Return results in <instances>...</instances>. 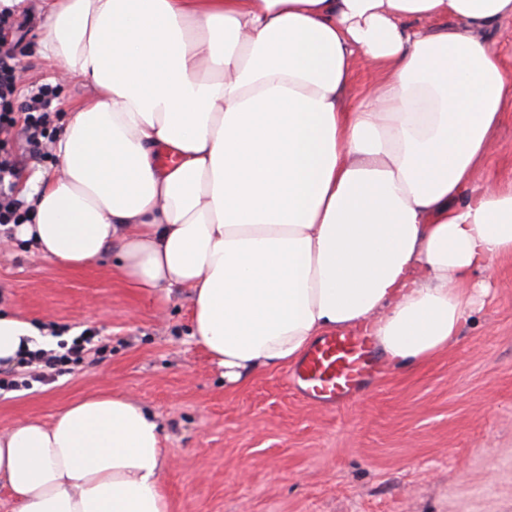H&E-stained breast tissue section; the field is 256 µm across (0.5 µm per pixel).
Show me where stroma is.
<instances>
[{
	"mask_svg": "<svg viewBox=\"0 0 512 512\" xmlns=\"http://www.w3.org/2000/svg\"><path fill=\"white\" fill-rule=\"evenodd\" d=\"M19 96L54 86V111L87 95L40 53L38 10L13 16ZM479 178L512 182V109ZM106 254L79 269L0 248V309L98 352L49 386L0 394V431L51 421L69 401L121 392L166 438L171 512H512V260L495 263L457 340L425 363L381 366L339 407L302 399L286 367L231 383L191 336L186 292L126 287Z\"/></svg>",
	"mask_w": 512,
	"mask_h": 512,
	"instance_id": "stroma-1",
	"label": "stroma"
}]
</instances>
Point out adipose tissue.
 Here are the masks:
<instances>
[{
    "label": "adipose tissue",
    "mask_w": 512,
    "mask_h": 512,
    "mask_svg": "<svg viewBox=\"0 0 512 512\" xmlns=\"http://www.w3.org/2000/svg\"><path fill=\"white\" fill-rule=\"evenodd\" d=\"M41 52L93 95L26 182L16 240L186 290L224 377L361 330L390 364L453 343L512 258V185L477 183L512 101V0H41ZM380 76L350 101L353 63ZM57 343L0 313V361ZM161 428L122 394L0 432L15 512H170ZM491 43L508 65H512V21L508 20L491 36Z\"/></svg>",
    "instance_id": "adipose-tissue-1"
}]
</instances>
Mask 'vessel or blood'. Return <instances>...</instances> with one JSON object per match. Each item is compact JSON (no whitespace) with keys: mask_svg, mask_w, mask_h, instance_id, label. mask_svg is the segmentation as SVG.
<instances>
[{"mask_svg":"<svg viewBox=\"0 0 512 512\" xmlns=\"http://www.w3.org/2000/svg\"><path fill=\"white\" fill-rule=\"evenodd\" d=\"M378 356L360 333L349 331L317 339L294 365L290 378L309 402L343 403L373 377Z\"/></svg>","mask_w":512,"mask_h":512,"instance_id":"vessel-or-blood-1","label":"vessel or blood"}]
</instances>
